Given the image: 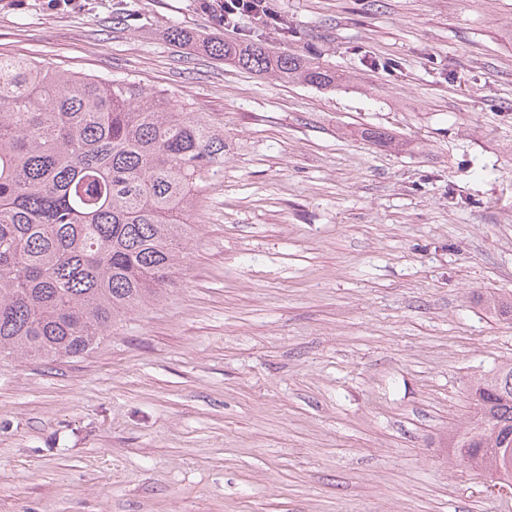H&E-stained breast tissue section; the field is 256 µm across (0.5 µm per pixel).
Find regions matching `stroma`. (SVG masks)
I'll use <instances>...</instances> for the list:
<instances>
[{
	"label": "stroma",
	"mask_w": 512,
	"mask_h": 512,
	"mask_svg": "<svg viewBox=\"0 0 512 512\" xmlns=\"http://www.w3.org/2000/svg\"><path fill=\"white\" fill-rule=\"evenodd\" d=\"M0 0V53L208 113L173 288L77 357L0 361V512H512L452 464L469 386L512 363V0ZM263 42L316 88L175 46ZM396 136L402 149L363 135Z\"/></svg>",
	"instance_id": "1"
}]
</instances>
